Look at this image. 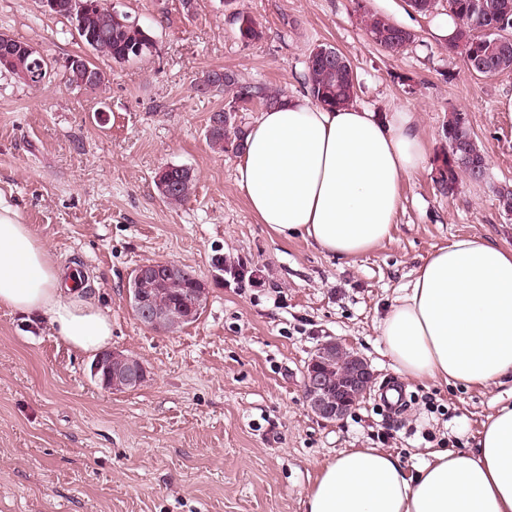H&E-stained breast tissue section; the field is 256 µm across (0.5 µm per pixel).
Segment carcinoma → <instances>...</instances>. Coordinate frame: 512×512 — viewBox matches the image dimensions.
I'll list each match as a JSON object with an SVG mask.
<instances>
[{"instance_id": "carcinoma-1", "label": "carcinoma", "mask_w": 512, "mask_h": 512, "mask_svg": "<svg viewBox=\"0 0 512 512\" xmlns=\"http://www.w3.org/2000/svg\"><path fill=\"white\" fill-rule=\"evenodd\" d=\"M68 2L59 0V8L51 12V16L69 23L95 57L125 63L151 53L150 46L154 41L150 29L128 25L127 16L107 6L106 0H89V7L80 15L69 12ZM448 16L457 26L448 51L459 55L469 71L484 77L512 71V0H448ZM233 20L241 41L247 43L263 37V30L250 14L238 11ZM361 23L368 38L390 54L399 53L415 40L414 33L391 26L382 14L366 12ZM8 48L13 55L8 72L18 79H24L29 71L39 70L47 78L54 70L53 61L26 42L12 38ZM338 56L344 64L318 60L311 54L305 61L306 91L317 104L327 108L345 106L353 102L356 95L357 77L352 63L344 53L340 52ZM89 68L97 70L99 66L88 58H80V63L65 73L66 82L75 88H85L84 75ZM194 91L200 95L223 91L231 94V100L224 108L210 116L206 137L214 150L235 154L242 151L247 129L234 123L232 113L249 111L255 106L269 108L286 97L282 90L242 82L236 73L225 69L203 73L196 79ZM444 133L448 139V153L443 155L436 177L440 191L453 193L462 175L472 181L484 180L486 158L464 113H450ZM156 176L172 183L171 190L163 196L170 205L186 202L195 191L196 176L187 167L167 165ZM201 291H206V284L194 271L186 268L177 280L162 286L133 278L129 286V303H134L138 294L152 298L165 315V321L157 330L169 333L199 319L207 299L205 295L199 296ZM351 356L353 352L347 349L326 345L318 348L312 358L320 362L323 375L334 384Z\"/></svg>"}]
</instances>
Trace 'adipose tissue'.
<instances>
[{
	"label": "adipose tissue",
	"instance_id": "adipose-tissue-1",
	"mask_svg": "<svg viewBox=\"0 0 512 512\" xmlns=\"http://www.w3.org/2000/svg\"><path fill=\"white\" fill-rule=\"evenodd\" d=\"M427 156L412 113L383 116L355 103L330 110L294 96L249 130L238 186L280 238L354 259L391 238L401 182ZM66 275L18 212L0 206V308L47 317L73 350L108 346L109 309ZM378 329L403 380H512V247L468 236L438 248ZM305 512H512V403L487 417L472 447L430 451L413 475L385 449H345L310 486Z\"/></svg>",
	"mask_w": 512,
	"mask_h": 512
}]
</instances>
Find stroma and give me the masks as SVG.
<instances>
[{"label": "stroma", "instance_id": "35a3bbf8", "mask_svg": "<svg viewBox=\"0 0 512 512\" xmlns=\"http://www.w3.org/2000/svg\"><path fill=\"white\" fill-rule=\"evenodd\" d=\"M150 28L157 50L129 63L100 61L108 82L79 90L53 76L32 89L0 73V204L12 207L61 262L86 274L112 313V350L138 358L142 386L103 389L91 352L69 349L47 319L0 309V512H305L319 471L346 448H383L415 473L433 448L472 444L512 384L464 388L407 381L388 410L379 390L397 381L378 323L399 288L458 236L512 247V117L501 111L512 71L481 77L449 53L433 14L406 0H108ZM248 12L261 40H239L231 15ZM376 12L415 40L391 55L368 41L360 16ZM0 31L49 58L87 54L40 0H0ZM346 54L357 104L412 112L429 146L425 166L401 183L390 240L340 259L302 238H278L250 211L237 183L241 161L214 152L208 118L229 96L193 82L233 70L290 96L305 95V59L317 45ZM465 113L489 161L484 181L461 178L452 195L435 182L448 150L443 126ZM190 168L194 196L164 203L156 172ZM243 260L259 286L237 285L212 265ZM173 261L208 288L200 318L174 333L133 316L128 283L140 265ZM336 341L374 374L369 394L341 420L312 414L305 371Z\"/></svg>", "mask_w": 512, "mask_h": 512}]
</instances>
